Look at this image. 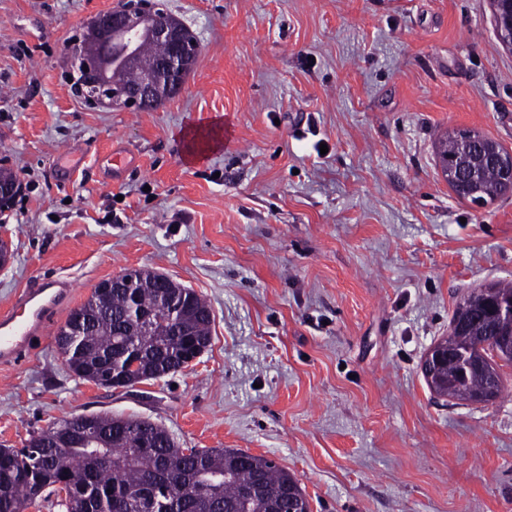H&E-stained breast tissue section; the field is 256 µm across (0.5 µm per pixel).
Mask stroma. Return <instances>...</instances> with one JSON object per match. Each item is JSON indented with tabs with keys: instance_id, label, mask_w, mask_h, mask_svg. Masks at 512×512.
<instances>
[{
	"instance_id": "stroma-1",
	"label": "stroma",
	"mask_w": 512,
	"mask_h": 512,
	"mask_svg": "<svg viewBox=\"0 0 512 512\" xmlns=\"http://www.w3.org/2000/svg\"><path fill=\"white\" fill-rule=\"evenodd\" d=\"M118 4L0 0V163L24 185L0 216V309L63 277L59 327L98 282L150 268L204 297L211 345L127 392L38 340L0 365V446L108 411L272 459L310 512H512V368L489 405L436 397L420 371L456 301L512 281V195L460 201L435 156L459 129L512 152L489 0H164L202 52L150 111L87 106L67 77ZM214 121L221 146L188 162L183 132Z\"/></svg>"
}]
</instances>
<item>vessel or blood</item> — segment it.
<instances>
[{"label":"vessel or blood","mask_w":512,"mask_h":512,"mask_svg":"<svg viewBox=\"0 0 512 512\" xmlns=\"http://www.w3.org/2000/svg\"><path fill=\"white\" fill-rule=\"evenodd\" d=\"M69 282L59 279L23 291L14 309L0 314V363L24 362L56 311L69 299Z\"/></svg>","instance_id":"b4317fda"}]
</instances>
